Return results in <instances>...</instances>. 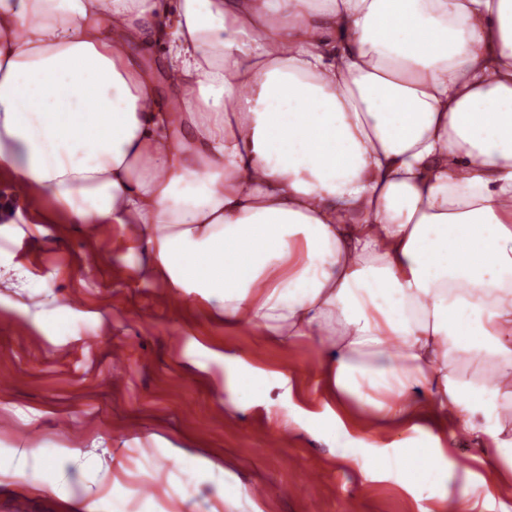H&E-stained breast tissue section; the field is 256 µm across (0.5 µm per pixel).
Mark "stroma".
I'll use <instances>...</instances> for the list:
<instances>
[{"label": "stroma", "mask_w": 512, "mask_h": 512, "mask_svg": "<svg viewBox=\"0 0 512 512\" xmlns=\"http://www.w3.org/2000/svg\"><path fill=\"white\" fill-rule=\"evenodd\" d=\"M118 226L10 224L0 216V271L21 266L35 295L0 288V512H210L225 482L244 493L232 512H419L449 494L512 512V475L484 483L486 456L464 427L433 436L403 429L383 441L397 461L365 445L359 424L334 427L316 384L321 347L281 350L246 324L227 325L195 295L165 299L139 283L143 252ZM263 370L244 407L230 379ZM457 461L442 473L422 448ZM78 448L79 456L66 452ZM39 462L14 474L13 451ZM109 452V470L93 461ZM420 479L404 483L407 466Z\"/></svg>", "instance_id": "obj_1"}]
</instances>
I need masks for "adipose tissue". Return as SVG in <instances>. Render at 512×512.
<instances>
[{"mask_svg":"<svg viewBox=\"0 0 512 512\" xmlns=\"http://www.w3.org/2000/svg\"><path fill=\"white\" fill-rule=\"evenodd\" d=\"M0 179L512 465V0H0Z\"/></svg>","mask_w":512,"mask_h":512,"instance_id":"ef3b65f1","label":"adipose tissue"}]
</instances>
